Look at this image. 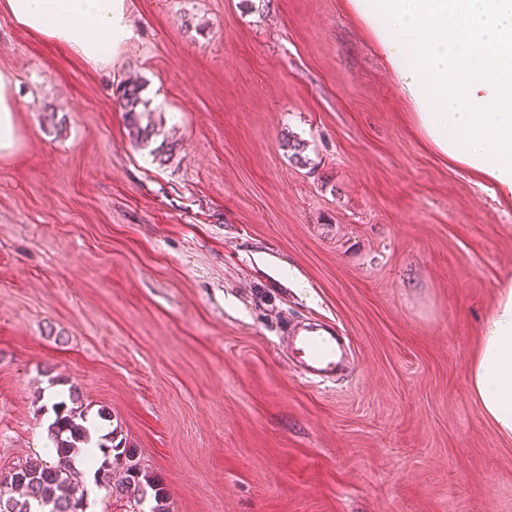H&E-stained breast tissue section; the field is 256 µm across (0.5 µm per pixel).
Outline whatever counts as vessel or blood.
Returning <instances> with one entry per match:
<instances>
[{
	"label": "vessel or blood",
	"instance_id": "1",
	"mask_svg": "<svg viewBox=\"0 0 512 512\" xmlns=\"http://www.w3.org/2000/svg\"><path fill=\"white\" fill-rule=\"evenodd\" d=\"M344 352L335 334L321 325L294 330L289 342V353L300 365L302 379L318 386L335 379Z\"/></svg>",
	"mask_w": 512,
	"mask_h": 512
}]
</instances>
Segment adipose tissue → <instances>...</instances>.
Returning a JSON list of instances; mask_svg holds the SVG:
<instances>
[{
	"instance_id": "obj_1",
	"label": "adipose tissue",
	"mask_w": 512,
	"mask_h": 512,
	"mask_svg": "<svg viewBox=\"0 0 512 512\" xmlns=\"http://www.w3.org/2000/svg\"><path fill=\"white\" fill-rule=\"evenodd\" d=\"M429 141L512 201V0H349ZM21 28L86 62L130 39L125 0H0ZM483 417L512 438V278L502 281L467 369Z\"/></svg>"
}]
</instances>
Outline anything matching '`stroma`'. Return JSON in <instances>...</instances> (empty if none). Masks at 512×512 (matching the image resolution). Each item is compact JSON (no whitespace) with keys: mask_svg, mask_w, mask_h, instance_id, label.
Returning <instances> with one entry per match:
<instances>
[{"mask_svg":"<svg viewBox=\"0 0 512 512\" xmlns=\"http://www.w3.org/2000/svg\"><path fill=\"white\" fill-rule=\"evenodd\" d=\"M125 7L96 67L0 13V469L52 447L57 379L169 512H512V438L466 379L512 203L429 142L348 0ZM297 320L348 338L336 382L289 364ZM15 112H18V101L12 79L0 73V152L12 150L17 141ZM118 103L133 138L139 142H149L155 136L154 124L146 117L147 102L142 98L143 86L123 82L118 85ZM146 124L143 125V120Z\"/></svg>","mask_w":512,"mask_h":512,"instance_id":"stroma-1","label":"stroma"}]
</instances>
